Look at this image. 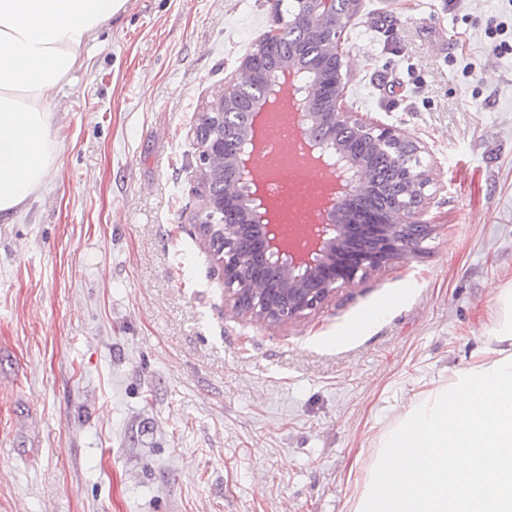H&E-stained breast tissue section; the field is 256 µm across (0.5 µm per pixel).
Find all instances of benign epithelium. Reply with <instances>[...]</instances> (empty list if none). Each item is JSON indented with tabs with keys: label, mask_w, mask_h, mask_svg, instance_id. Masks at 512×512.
Wrapping results in <instances>:
<instances>
[{
	"label": "benign epithelium",
	"mask_w": 512,
	"mask_h": 512,
	"mask_svg": "<svg viewBox=\"0 0 512 512\" xmlns=\"http://www.w3.org/2000/svg\"><path fill=\"white\" fill-rule=\"evenodd\" d=\"M300 3V17L311 29L329 23L330 66L323 70L303 69L290 60L273 70L256 69L259 57L280 38L282 28L278 27L264 35L243 57L238 81L198 113V121L209 129L206 138L197 144L199 166L195 177L198 185L207 181L218 162L230 160L240 172V180L225 200V207L239 214V223L224 226V258L221 259L224 292L242 313L270 323L299 318L305 311L326 302L339 286L352 283L407 254L404 236L416 207L414 203L399 201L388 221L377 223V218L358 210L355 205L356 199L371 188L366 166L342 146L314 140L312 124L322 118L353 130L376 132L383 143L400 144L404 138L392 128L377 127L357 112L344 111L346 82L336 28L343 27L347 16L336 15V0H300ZM256 79L264 81L265 93L253 101L252 123L245 130L241 148L229 159L224 154L219 118L227 105L238 97L242 84ZM285 93L295 100L292 112L297 119L298 135L306 147V157L337 175L336 187L322 199L321 220L307 229H297L298 240L285 236L282 225L288 223V216L280 211L277 202L267 193L266 183L255 172L263 115ZM322 94L329 97L335 111H319ZM241 224L247 225L259 239L273 273L281 276L288 287V305L277 302L273 291L263 281L241 275L243 263L234 246L236 230ZM369 238L373 239L371 248L359 247L361 240Z\"/></svg>",
	"instance_id": "7a95c632"
}]
</instances>
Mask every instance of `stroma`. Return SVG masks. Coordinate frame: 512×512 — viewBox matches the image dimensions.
Masks as SVG:
<instances>
[{
  "label": "stroma",
  "mask_w": 512,
  "mask_h": 512,
  "mask_svg": "<svg viewBox=\"0 0 512 512\" xmlns=\"http://www.w3.org/2000/svg\"><path fill=\"white\" fill-rule=\"evenodd\" d=\"M275 26L273 0H127L56 95V164L0 223V512H353L379 435L488 346L512 0H361L344 104L419 143L432 231L268 324L195 227L192 128Z\"/></svg>",
  "instance_id": "1"
}]
</instances>
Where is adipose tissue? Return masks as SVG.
I'll list each match as a JSON object with an SVG mask.
<instances>
[{"instance_id": "obj_1", "label": "adipose tissue", "mask_w": 512, "mask_h": 512, "mask_svg": "<svg viewBox=\"0 0 512 512\" xmlns=\"http://www.w3.org/2000/svg\"><path fill=\"white\" fill-rule=\"evenodd\" d=\"M126 0H0V222L56 161L54 93ZM490 348L423 391L382 432L354 512H512V290Z\"/></svg>"}]
</instances>
